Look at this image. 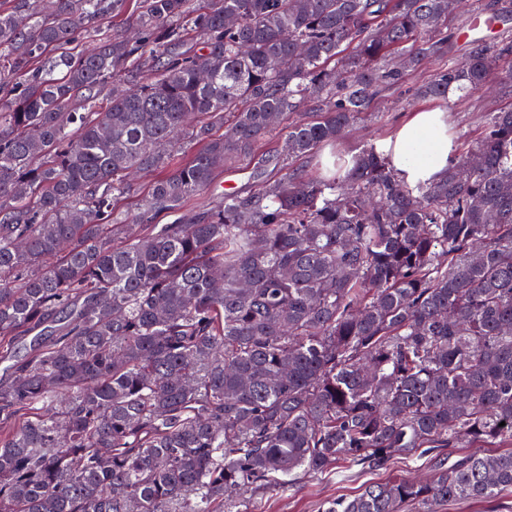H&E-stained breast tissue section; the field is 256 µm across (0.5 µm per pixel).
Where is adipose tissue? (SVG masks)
<instances>
[{
	"instance_id": "obj_1",
	"label": "adipose tissue",
	"mask_w": 512,
	"mask_h": 512,
	"mask_svg": "<svg viewBox=\"0 0 512 512\" xmlns=\"http://www.w3.org/2000/svg\"><path fill=\"white\" fill-rule=\"evenodd\" d=\"M377 147L401 180L410 185L438 181L458 153L448 111L422 108Z\"/></svg>"
}]
</instances>
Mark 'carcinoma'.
Listing matches in <instances>:
<instances>
[{
    "label": "carcinoma",
    "instance_id": "obj_1",
    "mask_svg": "<svg viewBox=\"0 0 512 512\" xmlns=\"http://www.w3.org/2000/svg\"><path fill=\"white\" fill-rule=\"evenodd\" d=\"M127 2L0 0V512H242L424 456L429 480L322 512L511 490L512 451L483 449L512 445V107L428 185L373 143L317 177L290 161L408 69L448 58L417 90L446 102L512 45L454 55L448 0H137L138 38L98 32ZM307 101L327 108L257 153L261 188L183 213ZM134 171L174 221L133 230Z\"/></svg>",
    "mask_w": 512,
    "mask_h": 512
}]
</instances>
